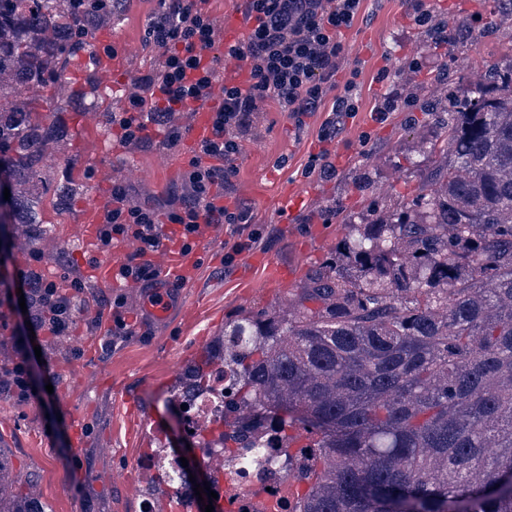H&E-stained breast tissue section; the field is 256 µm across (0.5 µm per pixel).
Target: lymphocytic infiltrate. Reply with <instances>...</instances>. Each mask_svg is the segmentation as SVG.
<instances>
[{
  "mask_svg": "<svg viewBox=\"0 0 512 512\" xmlns=\"http://www.w3.org/2000/svg\"><path fill=\"white\" fill-rule=\"evenodd\" d=\"M242 2L247 29L232 44L225 42L223 29L206 10V0H159L160 10L148 24L146 40L159 64L152 73L130 79L125 106L112 116L124 145L148 146L153 125L166 127L168 144H176L182 137L176 117L189 118L201 109L211 114L212 134L195 142L182 185L164 211L138 204L120 183L102 201L98 253L134 245L119 264L120 281L155 285L159 272L148 256L159 247L167 224L179 225L185 253L196 250L207 232L220 225L246 228V238L225 253L228 264L261 240L251 210L223 205L222 188L235 174L233 160L242 150V133L267 104H278L298 124L329 106L319 133L324 142L333 141L359 110L356 78L340 86L336 73L345 52L341 36L359 18L362 0ZM227 59L246 71L245 84L220 76L218 67ZM30 289L45 306L44 315L31 321L34 331L69 335L75 324L74 297L82 293L83 282L42 278L31 282Z\"/></svg>",
  "mask_w": 512,
  "mask_h": 512,
  "instance_id": "1",
  "label": "lymphocytic infiltrate"
}]
</instances>
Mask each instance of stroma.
Returning <instances> with one entry per match:
<instances>
[{
	"label": "stroma",
	"mask_w": 512,
	"mask_h": 512,
	"mask_svg": "<svg viewBox=\"0 0 512 512\" xmlns=\"http://www.w3.org/2000/svg\"><path fill=\"white\" fill-rule=\"evenodd\" d=\"M426 4L435 22L453 25L451 45L436 46L403 0H364L360 18L343 34L346 53L336 74L342 84L351 69H359L360 109L336 141L319 139L326 112L311 113L300 125L274 104L259 114L233 160L237 174L224 200L250 208L263 228L262 239L229 265L224 242L232 226L211 233L167 320L146 313L145 289L122 290L89 279L67 348L60 353L48 336L30 335L25 314L18 302H11L4 335L26 362L29 389L23 398L0 395V435L8 437L13 467L35 480L46 512H141L146 487L142 461L159 443L176 444L183 430L173 415L170 388L193 355L240 311L275 309L291 298L331 256L350 224L416 194L422 173L436 160L421 141L441 133L428 107L431 99L474 94V70L461 65L462 57L475 55L491 64L512 53V27L496 23L499 0ZM157 12V0H120L112 26L92 28L85 48L70 57L64 77L44 86L43 96L58 101L72 91H87L79 112L97 114L108 136L107 150L100 161L86 163L75 143L48 146L46 177L74 179L84 191L63 208L53 193L44 195L41 237L25 246L10 243L8 272L24 268L52 278L82 275L81 258L95 254L94 244L85 243L79 232L82 209L109 196V182H122L148 205L171 199L179 188L192 156L187 140L170 146L165 133L157 132L151 145L132 151L112 125L113 113L124 106L127 80L157 64L156 52L145 44V30ZM106 35L125 55L122 75H112L98 62ZM384 67L390 70L389 79L376 81ZM440 72L448 74L447 85L435 83ZM389 93L401 94L410 105L381 122L373 108ZM323 151L333 174L305 176L310 156ZM287 189L302 197L303 206L285 219L272 202ZM257 252L292 267L297 274L293 284L271 288L267 267L252 262ZM119 293L126 297L134 332L108 347V323L100 311ZM72 413L84 418L85 446L76 457L65 422Z\"/></svg>",
	"instance_id": "stroma-1"
}]
</instances>
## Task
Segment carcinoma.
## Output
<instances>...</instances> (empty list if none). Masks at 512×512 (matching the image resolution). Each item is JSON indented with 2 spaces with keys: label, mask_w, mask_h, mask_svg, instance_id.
I'll list each match as a JSON object with an SVG mask.
<instances>
[{
  "label": "carcinoma",
  "mask_w": 512,
  "mask_h": 512,
  "mask_svg": "<svg viewBox=\"0 0 512 512\" xmlns=\"http://www.w3.org/2000/svg\"><path fill=\"white\" fill-rule=\"evenodd\" d=\"M86 5L0 0V159L14 240L40 227L44 145L67 135L30 94L61 76ZM448 101L429 150L444 161L418 193L373 214L283 309L248 311L171 387L177 405L224 374V423L200 448H267L313 462L298 512H512V63L486 67L472 97ZM84 190L56 187L67 205ZM156 512H175L176 475L151 450ZM0 512H44L0 448Z\"/></svg>",
  "instance_id": "obj_1"
}]
</instances>
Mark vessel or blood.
Masks as SVG:
<instances>
[{
  "instance_id": "b4317fda",
  "label": "vessel or blood",
  "mask_w": 512,
  "mask_h": 512,
  "mask_svg": "<svg viewBox=\"0 0 512 512\" xmlns=\"http://www.w3.org/2000/svg\"><path fill=\"white\" fill-rule=\"evenodd\" d=\"M81 134L77 140L80 155L88 160L100 159L103 150V138L93 118L83 116L78 120ZM177 226L168 224L163 228L161 246L151 255L153 266L159 271L160 277L153 294L145 301L146 311L155 319L162 320L172 310L170 293L177 281L192 276L199 258L198 252L182 253L178 241ZM255 264L267 266L272 285L278 288L288 286L295 279L292 269L271 264L268 257L256 255Z\"/></svg>"
}]
</instances>
